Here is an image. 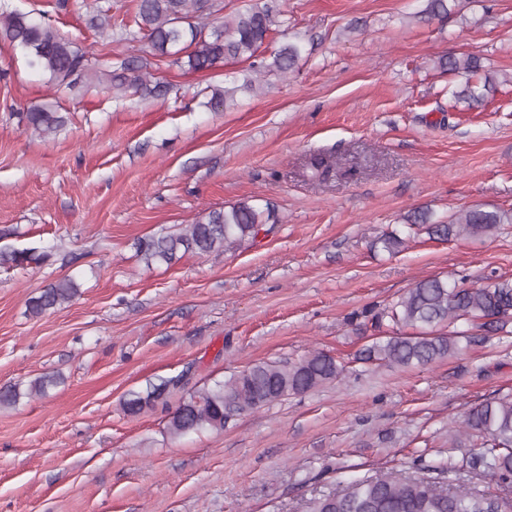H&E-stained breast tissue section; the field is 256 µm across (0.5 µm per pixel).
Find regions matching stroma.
Listing matches in <instances>:
<instances>
[{
    "label": "stroma",
    "mask_w": 512,
    "mask_h": 512,
    "mask_svg": "<svg viewBox=\"0 0 512 512\" xmlns=\"http://www.w3.org/2000/svg\"><path fill=\"white\" fill-rule=\"evenodd\" d=\"M45 17L100 58L146 59L159 97L114 98L93 75L56 89L0 41V242L51 252L42 266L0 268V512H295L318 492L392 469L461 458L448 430L481 402L512 393V335L452 324L459 352L427 366L355 361L364 310L418 280H512V224L447 241L406 218L439 222L480 207L512 210V0H285L299 41L296 72L262 77L234 106L214 89L247 65L192 71L135 37L136 0H6ZM108 10L112 28L92 21ZM447 53L473 54L492 81L482 107L454 99ZM54 102L70 113L44 137L21 112ZM338 174L309 180L314 154ZM270 206V232L241 247L146 267L138 239L176 232L209 209ZM404 244L389 254L386 233ZM69 276L64 309L26 303ZM319 350L345 363L335 381L234 417L221 430L170 436L190 396L247 367ZM61 384L32 396L31 383ZM176 379L163 401L125 413L129 392Z\"/></svg>",
    "instance_id": "35a3bbf8"
}]
</instances>
